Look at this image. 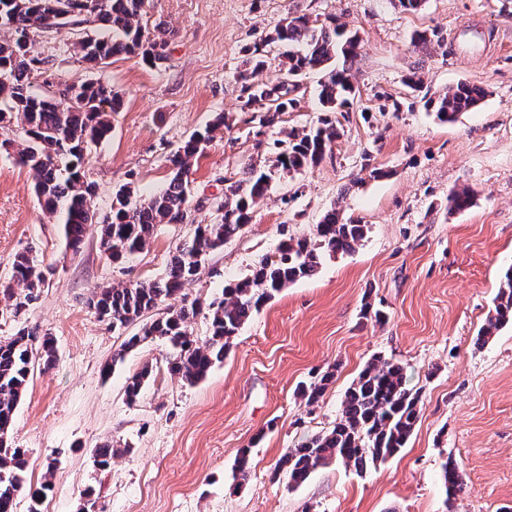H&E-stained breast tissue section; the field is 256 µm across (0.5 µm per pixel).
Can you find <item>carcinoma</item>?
Wrapping results in <instances>:
<instances>
[{"label": "carcinoma", "mask_w": 512, "mask_h": 512, "mask_svg": "<svg viewBox=\"0 0 512 512\" xmlns=\"http://www.w3.org/2000/svg\"><path fill=\"white\" fill-rule=\"evenodd\" d=\"M147 0H0V129L20 127V140L0 141L13 150L18 163L32 174L34 192L45 213L63 227L69 248L79 251L86 226L96 223L100 248L114 264H123L143 252L159 224H184L189 220L191 199L188 173L191 161L224 126V116L195 131L168 156L169 177L165 188L143 194L127 182L112 193L110 213L99 217L91 209L95 183L87 180L84 164L91 146L103 142L112 131V113L120 111L121 95L100 80L63 82L69 99L45 81L46 91L34 80L44 73L48 58L37 50V37L49 29H68L74 36L75 55L91 69H100L115 56H139L151 66L167 60V41L150 35L146 20ZM279 48L284 69L261 83L249 77L263 70L268 47ZM360 48L356 34L346 32L332 15L318 25L298 15L284 19L274 30L246 49L251 72L240 73L241 109L255 113L260 126L273 125L279 116L295 108L300 79L311 71L322 73L318 101L324 117L318 126L288 133V139L274 143L268 167L253 164L244 176L230 181L224 198L215 203V221L197 227L193 239L175 247L165 277L135 285L109 284L88 299V305L102 321L121 330L137 322L139 331L127 337L112 361L147 340L169 342L176 354L168 370L189 384L207 376L224 360L231 340L257 311L276 293L302 279L315 276L324 256L354 250L364 239L367 226L345 219L339 211H327L316 224L311 238L283 236L277 253L255 265L245 277L230 283L208 304L210 334L199 342L189 332L190 320L200 311L199 300L187 299L185 286L200 275L206 257L224 246L250 223L255 205L268 192L274 175L299 173L320 163L340 133L337 112L353 104L356 93L351 68ZM405 85L423 93L421 102L443 123H452L464 112L476 108L486 97L484 87L460 82L443 94L422 92L423 82L409 74ZM44 272L25 252L14 256L8 281L0 283V311L18 314L45 284ZM168 308L162 315L144 320L159 304ZM512 323V268L493 300L486 326L477 343L485 344L502 326ZM55 360L51 337L39 336L33 328L19 329L0 341V512H15L16 500L28 492L29 512H39L40 502L53 490V471L34 490H26L23 474L25 450L13 447L15 411L35 365L49 367ZM152 367L144 366L128 378L126 396L137 401L150 378ZM331 378L327 372L301 390L306 406L319 401ZM420 393L406 387L405 367L380 357L369 362L347 390L341 415L327 432L316 434L296 448L288 449L279 469L294 486L304 483L313 469L332 461L359 471L384 462L405 447L418 421ZM118 449L110 444L93 451L94 463L108 469ZM447 503H453L464 486L463 475L452 460L441 465Z\"/></svg>", "instance_id": "1"}]
</instances>
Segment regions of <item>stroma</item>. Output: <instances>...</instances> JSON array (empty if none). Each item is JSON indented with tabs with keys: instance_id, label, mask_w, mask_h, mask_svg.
Wrapping results in <instances>:
<instances>
[{
	"instance_id": "1",
	"label": "stroma",
	"mask_w": 512,
	"mask_h": 512,
	"mask_svg": "<svg viewBox=\"0 0 512 512\" xmlns=\"http://www.w3.org/2000/svg\"><path fill=\"white\" fill-rule=\"evenodd\" d=\"M147 13L168 42L157 68L116 56L86 69L64 31L37 48L59 78L101 80L123 96L110 138L92 147L85 167L98 215L109 213L120 184L162 190L170 151L223 113V131L191 165L192 199L210 201L191 223L157 225L147 250L120 267L102 255L98 225L72 251L43 213L29 171L0 150V282L22 251L46 274L25 311L0 315V340L29 325L56 347L54 367L31 376L13 430L27 451L28 486L54 472L41 512H84L80 493L89 486L98 494L93 512H512V325L475 342L512 267V0H425L416 12L397 0H148ZM302 14L335 15L357 34L356 99L336 115L341 135L331 153L275 179L251 224L187 285L204 305L193 336L208 337L206 303L275 252L280 227L312 236L335 208L366 224L365 238L266 302L197 383L170 373L172 349L161 340L113 363L124 337L88 307L92 292L165 276L176 245L212 222L225 180L270 157L272 142L291 130L316 125V72L273 126L260 128L239 103L245 48ZM425 30L439 40L414 42ZM413 71L437 95L460 81L484 85L487 95L442 123L414 103L403 83ZM386 98L398 108L383 107ZM464 187L472 205L451 209L450 196ZM367 304L386 320L364 318ZM376 357L404 365L408 388L421 393L406 448L363 472L334 462L290 485L275 470L279 459L334 425L347 388ZM147 363L153 374L129 403L127 380ZM330 366L336 374L319 403L305 406L298 388ZM106 443L123 454L101 470L92 453ZM247 447L251 471L242 480L235 463ZM449 457L465 479L450 509L441 480Z\"/></svg>"
}]
</instances>
